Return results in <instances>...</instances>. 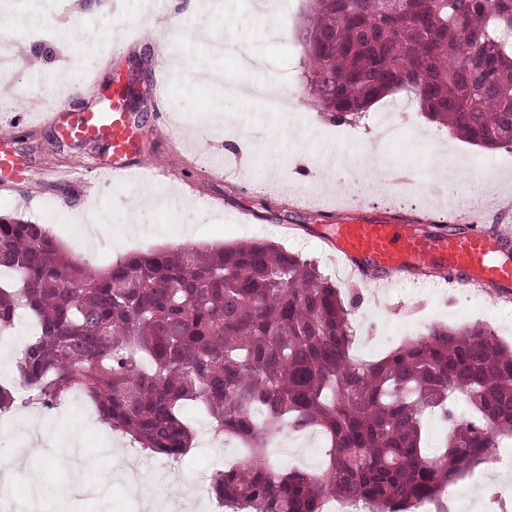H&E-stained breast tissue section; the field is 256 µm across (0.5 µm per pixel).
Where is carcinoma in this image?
I'll use <instances>...</instances> for the list:
<instances>
[{"mask_svg": "<svg viewBox=\"0 0 512 512\" xmlns=\"http://www.w3.org/2000/svg\"><path fill=\"white\" fill-rule=\"evenodd\" d=\"M306 92L334 124L405 92L482 149H512V0H310L291 29ZM0 337L34 324L16 360L28 401L73 390L102 424L174 459L194 442L185 404L246 463L210 480L217 503L322 512L329 498L414 512L512 436V346L491 327H431L377 361L351 355V309L312 260L262 240L135 253L94 269L48 228L0 217ZM466 394L471 415L448 409ZM449 432L435 457L423 414ZM322 430L323 472L266 460L273 431Z\"/></svg>", "mask_w": 512, "mask_h": 512, "instance_id": "carcinoma-1", "label": "carcinoma"}]
</instances>
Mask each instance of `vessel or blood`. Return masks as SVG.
Segmentation results:
<instances>
[{"label": "vessel or blood", "instance_id": "b4317fda", "mask_svg": "<svg viewBox=\"0 0 512 512\" xmlns=\"http://www.w3.org/2000/svg\"><path fill=\"white\" fill-rule=\"evenodd\" d=\"M60 139L79 143L106 139L112 154L110 167L128 169L139 153V140L148 129L136 125L126 106L125 84L113 79L106 103L83 112L57 109L52 114ZM352 272L373 267L403 276L435 269L449 277H465L481 288L512 287V241L493 231L471 228L463 232L442 229L429 234L407 230L397 219L348 218L325 240Z\"/></svg>", "mask_w": 512, "mask_h": 512}]
</instances>
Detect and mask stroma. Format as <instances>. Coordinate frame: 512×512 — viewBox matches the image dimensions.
<instances>
[{
    "instance_id": "1",
    "label": "stroma",
    "mask_w": 512,
    "mask_h": 512,
    "mask_svg": "<svg viewBox=\"0 0 512 512\" xmlns=\"http://www.w3.org/2000/svg\"><path fill=\"white\" fill-rule=\"evenodd\" d=\"M307 0H295L290 17L258 11L255 0H198L184 15L171 0L146 11L143 0H111L109 10H78L75 0L42 7L59 31L57 43L39 49L27 33L26 6L0 14V37L10 40L17 77L29 82L34 103L15 99L12 79L0 78V138L17 147L26 182L0 188V213L48 225L75 259L104 267L134 252L267 240L314 261L342 291H355L357 340L353 353L383 355L371 334L393 343L425 334L417 317L432 323L490 324L512 343V288L496 290L463 279L412 282L383 271L340 274L321 231L360 214L395 217L413 227L478 225L512 235V157L465 143L409 107L399 133L379 142L387 97L356 122L335 126L312 104L281 117L261 101L244 108L226 91L232 84L271 81L305 88L303 50L281 31L298 22ZM214 35L261 57L262 70L242 68L235 57H211L197 32ZM138 92L127 106L141 125L166 126L170 137L143 142L140 163L165 174L143 184L117 175L100 177L105 147L61 141L53 108L76 92L81 108L107 97L114 71ZM239 145L226 149V137ZM103 217L93 252L83 228ZM90 401L73 394L47 411L21 402L0 413V462L10 481L0 488V512H214L198 494L204 475L223 468V456L194 442L180 460L147 454L90 415ZM294 448L289 469H323L327 441L317 430L273 435ZM72 441L83 464L58 452ZM40 457L15 466L19 449Z\"/></svg>"
}]
</instances>
